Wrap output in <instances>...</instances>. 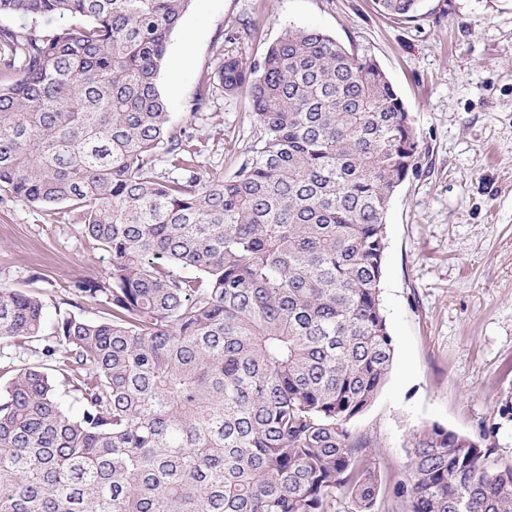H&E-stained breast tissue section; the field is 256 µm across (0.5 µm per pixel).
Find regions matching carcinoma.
<instances>
[{"label":"carcinoma","instance_id":"carcinoma-1","mask_svg":"<svg viewBox=\"0 0 512 512\" xmlns=\"http://www.w3.org/2000/svg\"><path fill=\"white\" fill-rule=\"evenodd\" d=\"M191 0H0V189L70 204L109 253L74 296L89 319L0 288V512H374L377 471L348 423L393 361L380 286L386 215L418 134L386 72L290 26L227 56L258 136L234 176L196 172L159 77ZM422 0H377L399 20ZM163 147L176 176L155 172ZM190 269L181 276L175 269ZM64 385L79 403L61 401ZM405 512H512V461L434 424L410 435Z\"/></svg>","mask_w":512,"mask_h":512}]
</instances>
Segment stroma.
<instances>
[{
    "mask_svg": "<svg viewBox=\"0 0 512 512\" xmlns=\"http://www.w3.org/2000/svg\"><path fill=\"white\" fill-rule=\"evenodd\" d=\"M249 35L227 42L239 20ZM314 27L372 55L419 135L417 168L387 212L381 303L394 355L376 399L348 424L383 486L405 469L410 434L433 424L473 438L496 432L512 460V0H423L414 21L374 0H192L159 84L201 175L233 176L257 137L248 88L215 89L191 107L221 56L259 59L288 25ZM67 205L28 204L0 190V286L41 294L47 315L67 286L104 277Z\"/></svg>",
    "mask_w": 512,
    "mask_h": 512,
    "instance_id": "1",
    "label": "stroma"
}]
</instances>
